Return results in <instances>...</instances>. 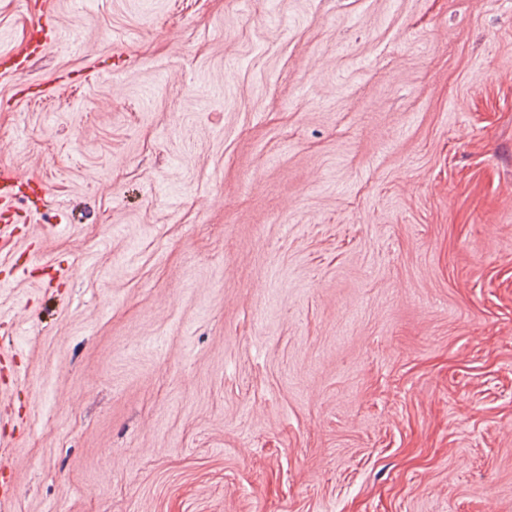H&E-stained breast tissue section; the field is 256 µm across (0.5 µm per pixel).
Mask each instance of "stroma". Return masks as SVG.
<instances>
[{
    "label": "stroma",
    "mask_w": 512,
    "mask_h": 512,
    "mask_svg": "<svg viewBox=\"0 0 512 512\" xmlns=\"http://www.w3.org/2000/svg\"><path fill=\"white\" fill-rule=\"evenodd\" d=\"M0 512H512V0H0ZM19 192H15L14 184L10 173L6 170L0 171V245L2 248L15 239L16 224L26 223L27 214L17 205L19 203Z\"/></svg>",
    "instance_id": "1"
}]
</instances>
